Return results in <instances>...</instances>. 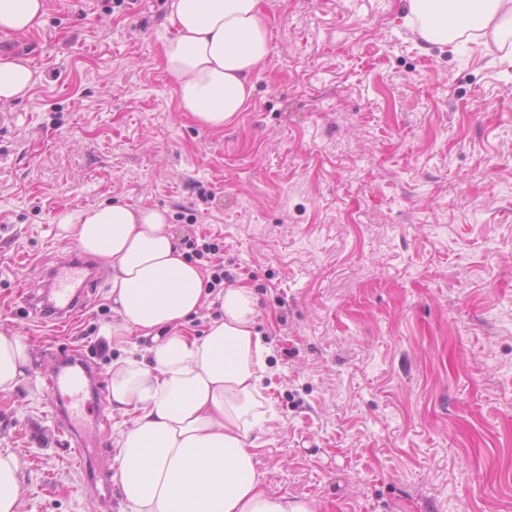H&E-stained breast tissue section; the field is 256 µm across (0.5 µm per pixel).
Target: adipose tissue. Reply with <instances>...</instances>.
Segmentation results:
<instances>
[{
    "label": "adipose tissue",
    "instance_id": "obj_1",
    "mask_svg": "<svg viewBox=\"0 0 512 512\" xmlns=\"http://www.w3.org/2000/svg\"><path fill=\"white\" fill-rule=\"evenodd\" d=\"M45 12L46 0H0V31L31 33ZM170 19L177 35L162 56L178 108L201 128L223 129L247 108L271 52L261 0H172ZM403 20L429 44L475 32L502 49L512 38V0H406ZM35 82L25 60L0 57V104ZM55 222L60 240L112 267L116 320L107 339H152L145 355L109 371V399L124 417L112 450L122 512H314L310 500L267 492L258 470L252 435L269 419L268 349L254 330L252 290L224 288L217 318L192 334L187 326L208 292L166 211L106 203L63 209ZM30 361L25 338L0 332V394L17 387Z\"/></svg>",
    "mask_w": 512,
    "mask_h": 512
}]
</instances>
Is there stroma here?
<instances>
[{"instance_id": "35a3bbf8", "label": "stroma", "mask_w": 512, "mask_h": 512, "mask_svg": "<svg viewBox=\"0 0 512 512\" xmlns=\"http://www.w3.org/2000/svg\"><path fill=\"white\" fill-rule=\"evenodd\" d=\"M169 0H47L0 32L37 82L0 105V332L33 360L0 394V450L19 512H121L122 418L77 455L47 380L82 357L108 383L122 357L111 270L71 323L34 316L73 252L54 218L120 200L204 236L226 285L252 288L269 349L257 433L264 487L316 512H512V61L481 41L423 48L401 0H262L271 53L221 131L179 111L162 63Z\"/></svg>"}]
</instances>
